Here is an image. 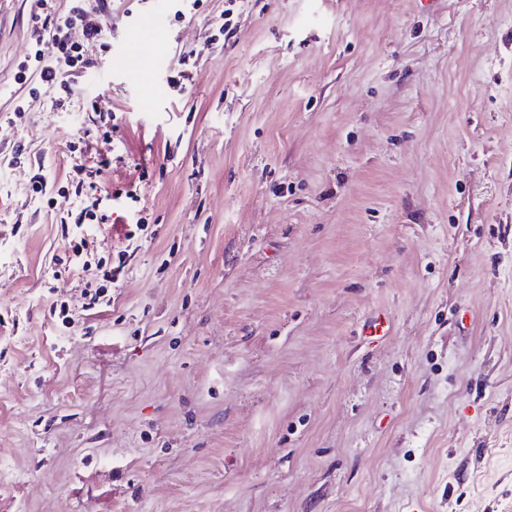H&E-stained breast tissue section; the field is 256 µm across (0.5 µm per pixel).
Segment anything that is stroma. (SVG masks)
Returning <instances> with one entry per match:
<instances>
[{"label":"stroma","mask_w":512,"mask_h":512,"mask_svg":"<svg viewBox=\"0 0 512 512\" xmlns=\"http://www.w3.org/2000/svg\"><path fill=\"white\" fill-rule=\"evenodd\" d=\"M33 5L0 0V512H512V0H109L53 85ZM88 143L140 198L84 219L110 285L57 269Z\"/></svg>","instance_id":"1"}]
</instances>
